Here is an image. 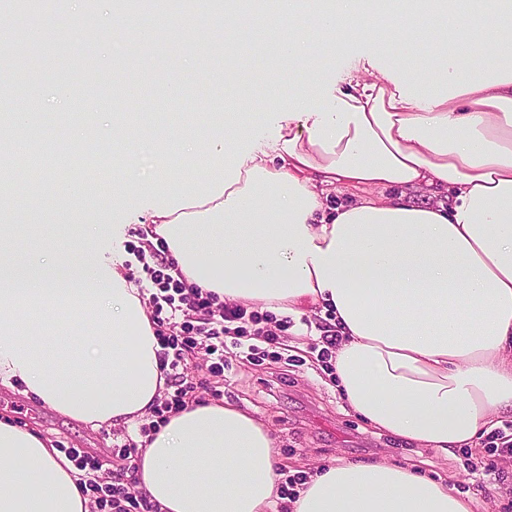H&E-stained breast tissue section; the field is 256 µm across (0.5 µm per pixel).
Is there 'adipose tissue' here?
Wrapping results in <instances>:
<instances>
[{"mask_svg": "<svg viewBox=\"0 0 512 512\" xmlns=\"http://www.w3.org/2000/svg\"><path fill=\"white\" fill-rule=\"evenodd\" d=\"M265 30L298 0L241 14ZM313 0L312 36L368 55L328 86L309 70L270 142L226 155L211 141L193 177L141 180L147 242L164 244L187 284L219 300L299 316L323 304L340 332L336 387L393 436L470 448L512 413V0ZM380 189L326 210L318 185ZM423 186L452 205L411 198ZM0 224V386L93 426L127 425L161 397L160 349L122 260L75 265L7 244ZM93 335H84L85 322ZM274 439L228 403L170 413L139 454L136 482L160 512H269L278 498ZM67 455L0 416V512H89ZM292 512H474L471 497L386 459L310 474Z\"/></svg>", "mask_w": 512, "mask_h": 512, "instance_id": "1", "label": "adipose tissue"}]
</instances>
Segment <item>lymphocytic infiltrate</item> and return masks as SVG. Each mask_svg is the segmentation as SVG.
I'll list each match as a JSON object with an SVG mask.
<instances>
[{"label": "lymphocytic infiltrate", "mask_w": 512, "mask_h": 512, "mask_svg": "<svg viewBox=\"0 0 512 512\" xmlns=\"http://www.w3.org/2000/svg\"><path fill=\"white\" fill-rule=\"evenodd\" d=\"M133 255L138 262H153L148 269L152 283L148 304L166 389L152 405L153 421L139 425L137 438H125L123 444L113 446L112 453L120 463L112 471H104L99 458L77 448L67 449V456L85 474L81 488L89 498L91 512H157L147 496L134 488L138 440L149 437L168 413L194 401L190 357L204 353L208 373L220 377L228 350H238L251 360L268 358L291 324L290 318L250 311L221 302L215 294L187 287L170 275L168 259L157 248H137Z\"/></svg>", "instance_id": "f902f5d3"}]
</instances>
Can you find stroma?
I'll return each mask as SVG.
<instances>
[{
  "mask_svg": "<svg viewBox=\"0 0 512 512\" xmlns=\"http://www.w3.org/2000/svg\"><path fill=\"white\" fill-rule=\"evenodd\" d=\"M89 10H78L73 0H60L59 28L48 32L35 16L9 18L5 27L10 44L32 49L33 71L13 86L9 104L27 113L25 134L32 144L58 147L61 152L112 148L125 156L135 153L145 177L157 175L154 132L173 140L190 138L184 122L188 112L205 110L223 113L227 96L238 89L224 83L225 59L212 41H223L222 18H206L189 24L176 40L155 39L153 55L137 58L138 69L165 75L170 84L191 85V94L176 97L168 86H155L141 97L128 93L129 81L123 64L127 60V36L142 21V11L121 12L116 27L106 33L92 32ZM280 35H268L259 54L249 58L245 78L252 105L236 138L237 147H246L253 136L272 135L278 104L272 103L271 89L258 78L274 56ZM85 83L89 94L58 107L53 99L57 81ZM42 85L44 95L30 102L28 90ZM135 113L142 136L134 141L112 142V115ZM122 169H114L112 183L117 190L107 198L83 193L74 208L27 206L16 218L18 242L28 247L33 228L43 230L45 242L68 253L73 260L87 259V248L75 236L81 224H118L119 236H104L96 245L103 262L123 252L125 245H142L143 230L129 223V216L143 211L144 204L133 188L125 187ZM321 312H308L306 319L294 321L281 338L290 352L276 361L250 362L229 357L224 369V401L237 405L259 418L275 437L274 453L279 469L287 474H311L321 466L339 461L389 459L409 467L475 500V512H512V493L498 483L478 485L466 464L485 455L484 444L445 453L398 439L373 428L352 413L311 348L316 330L308 322L324 320ZM0 414L39 431L59 448H108L111 426L98 428L62 416L29 399L20 389L0 387Z\"/></svg>",
  "mask_w": 512,
  "mask_h": 512,
  "instance_id": "obj_1",
  "label": "stroma"
}]
</instances>
